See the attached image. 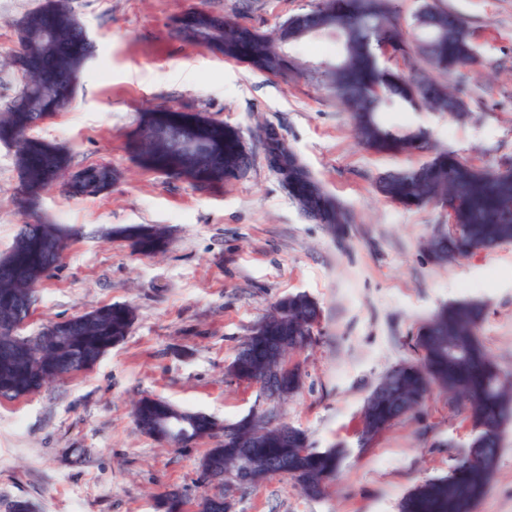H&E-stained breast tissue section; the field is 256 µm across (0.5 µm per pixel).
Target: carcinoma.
<instances>
[{"label": "carcinoma", "mask_w": 512, "mask_h": 512, "mask_svg": "<svg viewBox=\"0 0 512 512\" xmlns=\"http://www.w3.org/2000/svg\"><path fill=\"white\" fill-rule=\"evenodd\" d=\"M395 0H321L308 12L295 16L273 32L263 33L237 21L204 10H191L177 19L175 33L183 41L205 46L226 60L245 63L273 76H286L307 67L285 51V46L310 38L307 29L324 33L339 29L336 60L322 72L335 87L336 95L351 112L360 143L380 154H404L430 148L421 128L393 129L383 112L393 105L446 112L463 121L470 115L463 94L469 84V69L478 63L473 32L458 14L426 0L413 16L421 34V55L439 72L454 79L455 91L434 79L406 76L393 70L385 58H408L412 42L394 26ZM51 30L49 38L44 37ZM19 47L12 63L20 83L10 103L0 110V142L17 145L16 165L21 174L18 207L23 216L37 212L43 193L67 178L65 191L73 197L91 198L116 180L112 164L96 163L73 169L65 148L30 135L40 123L66 109L73 100L72 79L83 73L90 44L80 21L60 0H41L17 21ZM145 129H182L211 148L208 160L184 154L172 156L164 141H143ZM241 131L199 112L156 108L141 115L130 145L137 164L194 182L202 188L221 186L236 179ZM290 196L303 208L316 211L322 223L343 231L352 222L350 214L312 177L288 168ZM385 199L404 207H419L441 200L459 202L455 228L425 242V251L436 263L491 251L512 242V170L485 169L462 159L453 151H441L428 162L388 173L377 182ZM139 250L153 254L165 242L163 228L133 226ZM72 237L62 224H23L11 250L0 256L16 269L17 278L0 277V323L19 322L30 316L23 301L36 296V289L59 264ZM487 315L477 300H463L441 309L418 330L415 347L419 358L398 366L382 381L381 395L366 401L362 412V436L373 438L394 421L418 410L430 392L443 389L463 401L472 437L459 450L455 466L444 477L417 485L402 501L401 512H475L496 471L503 431L498 423L512 414V382L503 379L493 364L479 329ZM320 308L305 293L280 299L273 310L250 331L256 348L288 341L308 347L314 342V324ZM131 307L110 304L52 323L60 339L44 346L16 345L0 333V390L10 400L27 397L56 373L76 374L94 366L112 346L124 340L132 325ZM261 362L238 352L229 373L238 380L261 372ZM179 411L165 400L150 396L139 400L136 421L145 433L152 423ZM189 439L213 434L216 423L204 414L184 411ZM230 439L208 454L224 461L231 471L248 444L252 451L281 464V474L294 479L307 493L321 492L335 475L342 456L337 450L317 451L305 433L296 428L283 439L277 425L259 432L245 416L229 425Z\"/></svg>", "instance_id": "obj_1"}]
</instances>
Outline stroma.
Listing matches in <instances>:
<instances>
[{"label": "stroma", "mask_w": 512, "mask_h": 512, "mask_svg": "<svg viewBox=\"0 0 512 512\" xmlns=\"http://www.w3.org/2000/svg\"><path fill=\"white\" fill-rule=\"evenodd\" d=\"M40 0H0V108L20 76L9 57L16 21ZM94 44L72 105L35 129L65 147L80 168L111 162L112 188L81 199L55 185L44 219L74 236L61 265L37 289L24 335L105 305L126 304L135 319L125 339L86 373L0 401V512L28 500L33 512H163L178 490L185 512L210 493L200 463L214 437L172 447L143 433L134 417L143 396L202 412L219 424L251 413L258 385L227 372L250 329L281 298L303 292L321 318L314 345L287 357L302 383L276 403L278 417L314 448L343 453L322 495L289 477L223 488L229 512H399L402 499L454 465L470 438L461 407L433 390L414 414L362 442L361 413L396 365L416 360L412 338L437 310L464 299L487 305L480 336L512 380V242L458 262L431 260L424 242L447 223L436 205L407 208L375 191L381 173L429 161L448 149L487 168L512 165V0H441L475 33L481 65L471 80L472 120L393 108L390 122L425 127L431 149L373 153L359 145L333 89L304 76L275 77L179 40L176 19L192 8L273 30L316 0H70ZM200 112L238 127L251 167L224 186L202 189L143 170L129 142L142 112ZM279 129L324 190L356 220L344 238L303 214L267 165L260 132ZM13 148L0 143V255L23 221ZM161 225L163 252L144 254L120 230ZM477 512H512V425Z\"/></svg>", "instance_id": "1"}]
</instances>
